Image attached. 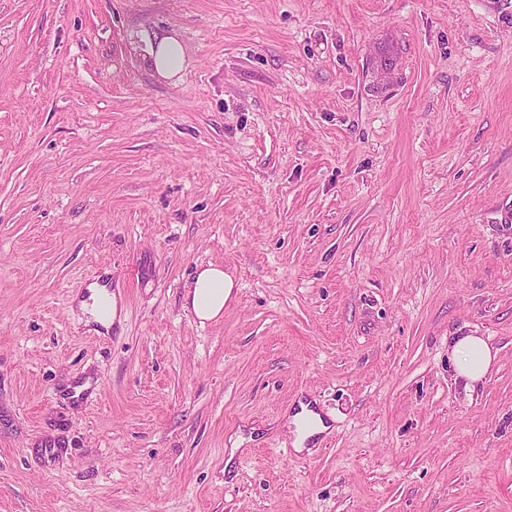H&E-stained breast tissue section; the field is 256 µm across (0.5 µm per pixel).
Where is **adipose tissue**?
Segmentation results:
<instances>
[{"label":"adipose tissue","mask_w":512,"mask_h":512,"mask_svg":"<svg viewBox=\"0 0 512 512\" xmlns=\"http://www.w3.org/2000/svg\"><path fill=\"white\" fill-rule=\"evenodd\" d=\"M234 288L233 277L223 267L211 264L198 268L185 295L184 307L200 322L219 319ZM450 360L456 377L470 385L487 377L495 355L483 337L467 335L455 340Z\"/></svg>","instance_id":"adipose-tissue-1"}]
</instances>
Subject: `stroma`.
<instances>
[{"instance_id": "stroma-1", "label": "stroma", "mask_w": 512, "mask_h": 512, "mask_svg": "<svg viewBox=\"0 0 512 512\" xmlns=\"http://www.w3.org/2000/svg\"><path fill=\"white\" fill-rule=\"evenodd\" d=\"M0 512H512V0H0ZM150 64L161 76L170 78L177 75L184 66V57L179 43L165 36L152 47L150 52ZM236 283L224 267L209 264L197 268L190 289L185 294L184 307L205 324L219 319L230 300ZM87 298V300L81 299L79 306L84 314L89 316L86 324L95 322L107 329L112 327L113 321L118 317L115 296L105 288L94 285L90 287V294ZM449 352L455 377L465 380L466 387L484 380L496 357L482 336L470 334L457 338ZM309 407V403L301 402L300 411L285 423L287 429L289 428L295 436L293 445L297 452L305 449L304 445L308 440L317 441V438L329 428L321 415Z\"/></svg>"}]
</instances>
